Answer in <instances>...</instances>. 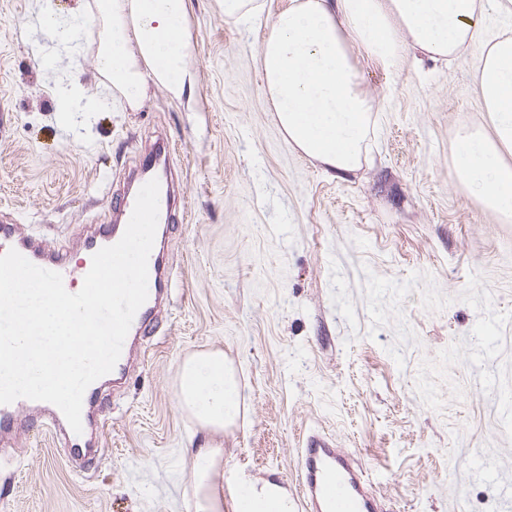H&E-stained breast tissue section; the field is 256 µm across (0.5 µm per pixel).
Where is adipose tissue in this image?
<instances>
[{
	"instance_id": "adipose-tissue-1",
	"label": "adipose tissue",
	"mask_w": 512,
	"mask_h": 512,
	"mask_svg": "<svg viewBox=\"0 0 512 512\" xmlns=\"http://www.w3.org/2000/svg\"><path fill=\"white\" fill-rule=\"evenodd\" d=\"M486 0H292L278 12L256 58L264 93L289 143L337 174L361 165L374 106L355 64L356 51L398 66L407 49L445 59L470 48ZM102 27L99 66L129 109L141 107L149 83L181 98L193 74L186 0H96ZM476 90L488 130L458 133L455 169L490 211L512 217V36L484 48ZM178 405L211 439L193 449L196 512H224V450L215 434L240 412L236 372L223 352L195 353L178 371ZM280 484H245L240 512H293Z\"/></svg>"
}]
</instances>
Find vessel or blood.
I'll use <instances>...</instances> for the list:
<instances>
[{
	"mask_svg": "<svg viewBox=\"0 0 512 512\" xmlns=\"http://www.w3.org/2000/svg\"><path fill=\"white\" fill-rule=\"evenodd\" d=\"M134 197H121L115 203L123 221L119 224L91 225L83 240L84 258L75 262L67 249L49 253L29 236L18 233L15 225H0V255L16 250L31 263L61 274L65 288L82 284L91 267V257L103 247L117 243L124 231V220L130 219ZM169 273L160 248H153L148 259V298L134 316L123 343L121 355L113 369L124 375L135 342L145 340L155 322V308L168 286ZM39 411L53 427L58 444L69 457L92 458L97 455L92 440L74 433L64 415L55 405L25 398L0 404V446H5L19 412ZM299 493L305 512H382L378 499L370 491L369 477L364 469L333 442L322 435L310 436L300 451Z\"/></svg>",
	"mask_w": 512,
	"mask_h": 512,
	"instance_id": "obj_1",
	"label": "vessel or blood"
}]
</instances>
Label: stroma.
Returning a JSON list of instances; mask_svg holds the SVG:
<instances>
[{"instance_id": "obj_1", "label": "stroma", "mask_w": 512, "mask_h": 512, "mask_svg": "<svg viewBox=\"0 0 512 512\" xmlns=\"http://www.w3.org/2000/svg\"><path fill=\"white\" fill-rule=\"evenodd\" d=\"M290 2L239 23L221 0H187L196 82L179 101L150 86L133 111L99 72L94 0H53L81 21L73 50L39 0H0V224L81 256L160 138L183 203L147 355L102 392L100 458L79 468L23 413L0 447V512H195L203 434L175 390L181 360L214 350L241 386L225 483L270 477L296 501L300 450L320 433L372 474L387 512H512V219L453 161L458 131L484 121L478 45L512 36V10H488L477 46L442 61L357 55L377 130L340 176L289 145L255 68ZM69 86L87 109L65 119Z\"/></svg>"}]
</instances>
